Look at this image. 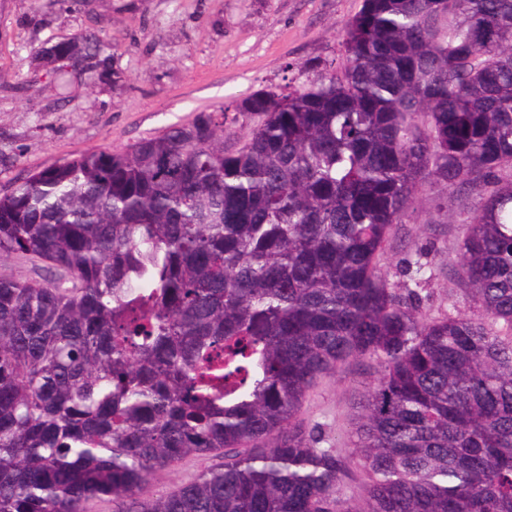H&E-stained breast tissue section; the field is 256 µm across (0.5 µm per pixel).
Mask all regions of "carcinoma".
Returning <instances> with one entry per match:
<instances>
[{
  "mask_svg": "<svg viewBox=\"0 0 512 512\" xmlns=\"http://www.w3.org/2000/svg\"><path fill=\"white\" fill-rule=\"evenodd\" d=\"M344 64L56 162L0 195V512H512V0H362ZM85 31L40 51L107 69ZM442 193L424 195L427 187ZM463 220L479 313L430 318L382 266L419 199ZM380 368L351 454L301 418ZM224 455L155 499V474Z\"/></svg>",
  "mask_w": 512,
  "mask_h": 512,
  "instance_id": "carcinoma-1",
  "label": "carcinoma"
}]
</instances>
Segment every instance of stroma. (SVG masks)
<instances>
[{"label": "stroma", "instance_id": "1", "mask_svg": "<svg viewBox=\"0 0 512 512\" xmlns=\"http://www.w3.org/2000/svg\"><path fill=\"white\" fill-rule=\"evenodd\" d=\"M362 0H0V194L33 172L78 154L121 149L196 113L237 106L291 78L307 62L342 64V34ZM97 28L126 80L114 87L90 73L61 93L39 50ZM461 223L437 221L416 206L384 255L387 269L422 252L435 278L430 317L473 314L453 277ZM379 368L349 361L322 379L302 409L341 450L353 445L357 406ZM188 457L159 472L142 492L152 499L215 465Z\"/></svg>", "mask_w": 512, "mask_h": 512}]
</instances>
